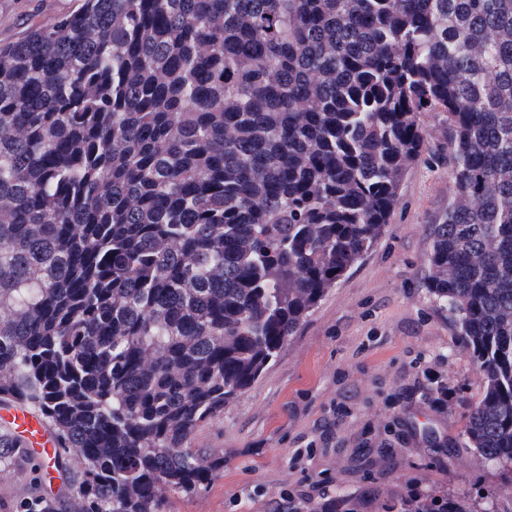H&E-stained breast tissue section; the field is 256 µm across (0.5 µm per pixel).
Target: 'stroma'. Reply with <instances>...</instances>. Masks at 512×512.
I'll list each match as a JSON object with an SVG mask.
<instances>
[{
    "mask_svg": "<svg viewBox=\"0 0 512 512\" xmlns=\"http://www.w3.org/2000/svg\"><path fill=\"white\" fill-rule=\"evenodd\" d=\"M81 0H0V44L75 11ZM425 142L391 221L331 288L266 372L202 426L194 448L224 451L200 494L169 512H322L314 486L350 512H398L411 495L479 496L496 465L468 448L464 424L483 383L427 288L429 228L448 204L453 167L442 114L422 116ZM447 395L441 409L431 402ZM48 495L35 460H0V512Z\"/></svg>",
    "mask_w": 512,
    "mask_h": 512,
    "instance_id": "1",
    "label": "stroma"
}]
</instances>
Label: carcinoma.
<instances>
[{"label":"carcinoma","mask_w":512,"mask_h":512,"mask_svg":"<svg viewBox=\"0 0 512 512\" xmlns=\"http://www.w3.org/2000/svg\"><path fill=\"white\" fill-rule=\"evenodd\" d=\"M425 112L454 163L428 289L509 495L512 0H83L0 46V403L73 473L43 512L206 489L224 451L190 439L381 237Z\"/></svg>","instance_id":"cac0c4a2"}]
</instances>
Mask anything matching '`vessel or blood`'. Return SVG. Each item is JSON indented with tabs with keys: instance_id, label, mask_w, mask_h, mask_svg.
I'll return each instance as SVG.
<instances>
[{
	"instance_id": "b4317fda",
	"label": "vessel or blood",
	"mask_w": 512,
	"mask_h": 512,
	"mask_svg": "<svg viewBox=\"0 0 512 512\" xmlns=\"http://www.w3.org/2000/svg\"><path fill=\"white\" fill-rule=\"evenodd\" d=\"M0 421L4 422L16 440L38 453L50 465L51 480L63 481V472L53 468L57 459V441L53 430L47 424L27 410L12 404H0Z\"/></svg>"
}]
</instances>
